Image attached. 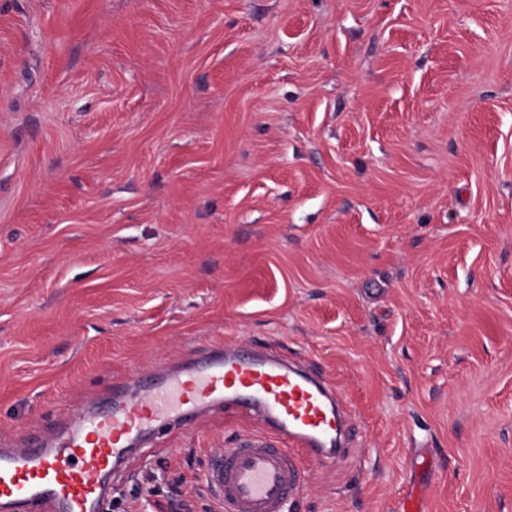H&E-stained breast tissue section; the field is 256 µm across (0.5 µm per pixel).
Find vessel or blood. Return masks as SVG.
<instances>
[{"label": "vessel or blood", "instance_id": "vessel-or-blood-1", "mask_svg": "<svg viewBox=\"0 0 512 512\" xmlns=\"http://www.w3.org/2000/svg\"><path fill=\"white\" fill-rule=\"evenodd\" d=\"M207 404L260 415L261 434L213 453L204 487L216 512H290L304 463L335 462L342 433L333 386L272 356L214 347L140 392L112 384L111 407L77 414L49 442L0 448V504L25 512H104V481L158 427H188Z\"/></svg>", "mask_w": 512, "mask_h": 512}]
</instances>
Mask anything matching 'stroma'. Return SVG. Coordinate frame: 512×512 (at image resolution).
<instances>
[{"mask_svg":"<svg viewBox=\"0 0 512 512\" xmlns=\"http://www.w3.org/2000/svg\"><path fill=\"white\" fill-rule=\"evenodd\" d=\"M221 342L346 404L293 512H512V0H0V442ZM260 428L204 409L106 512H211Z\"/></svg>","mask_w":512,"mask_h":512,"instance_id":"1","label":"stroma"}]
</instances>
